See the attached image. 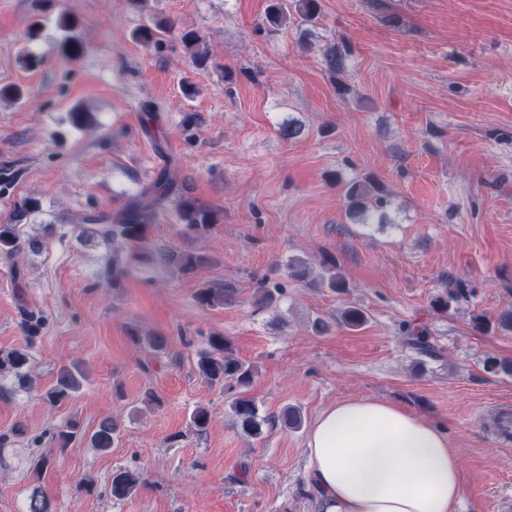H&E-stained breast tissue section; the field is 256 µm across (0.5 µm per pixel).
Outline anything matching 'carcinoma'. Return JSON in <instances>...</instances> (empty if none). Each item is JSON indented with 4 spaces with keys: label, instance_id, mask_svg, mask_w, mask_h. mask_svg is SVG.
I'll return each mask as SVG.
<instances>
[{
    "label": "carcinoma",
    "instance_id": "carcinoma-1",
    "mask_svg": "<svg viewBox=\"0 0 512 512\" xmlns=\"http://www.w3.org/2000/svg\"><path fill=\"white\" fill-rule=\"evenodd\" d=\"M296 11L299 15L312 20L321 10L319 0H296ZM63 35L58 42L60 53L66 58H74L81 54L82 43L76 34L74 24L67 18L59 21ZM325 64L328 70L339 72L343 68L345 48L340 45H330L324 51ZM336 180L344 184L346 210L349 218L355 224L369 223V217L381 212L388 204L387 195L377 177L371 173L345 179L341 174H334ZM181 176L179 170L170 167L162 170L152 185L143 187L131 195L123 211L110 218L98 216L88 218L82 224L76 225L78 239L83 244L113 245L112 257L104 271L106 283L116 288L125 276L129 262L144 260L146 255V240L149 226L170 197H175L180 220L186 231L198 237L206 234L217 222L216 214L180 192ZM22 249L18 225L0 224V256L7 260L14 259ZM208 254L199 251L179 256L178 265L182 272L193 273L209 264ZM319 284L333 291L340 292L346 288V281L332 266L319 279ZM461 296L458 288H448L442 294L433 298L431 307L437 311L447 310ZM199 302L213 306L224 304V289L202 288L198 292ZM341 319L349 327L356 328L366 322L363 310L355 307L345 309ZM44 319L31 312H23L21 329L27 340L37 337ZM474 331L483 334L494 327L512 330V312L499 316L497 324L482 314L471 319ZM132 341L146 349L160 353L167 348V337L143 333L134 328L130 331ZM206 348L200 351L196 362L198 375L212 387H224L230 383V388H238L240 392L232 397L230 408L241 431L249 436H257L267 419L260 416L259 407L254 398L245 395L243 389L249 387L255 370L253 366L237 358L222 335L206 337ZM8 372L14 375L20 387L27 390L35 388L29 368V354L22 348L0 350V373ZM84 374L76 367L62 365L59 367L54 384L41 394V399L50 405H55L76 395L82 388ZM119 433V424L112 417L104 418L97 429L89 436V446L99 452L109 451ZM84 437L80 427L70 422L65 428L55 434V439L62 448H66ZM145 481L143 474L137 470L119 469L112 473L110 493L116 500H124L131 496ZM24 512H54L52 501L46 490L39 484L31 487L27 497Z\"/></svg>",
    "mask_w": 512,
    "mask_h": 512
}]
</instances>
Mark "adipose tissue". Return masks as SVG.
Masks as SVG:
<instances>
[{
	"label": "adipose tissue",
	"mask_w": 512,
	"mask_h": 512,
	"mask_svg": "<svg viewBox=\"0 0 512 512\" xmlns=\"http://www.w3.org/2000/svg\"><path fill=\"white\" fill-rule=\"evenodd\" d=\"M306 452L318 512H454L463 494L446 431L390 402L326 408Z\"/></svg>",
	"instance_id": "1"
}]
</instances>
